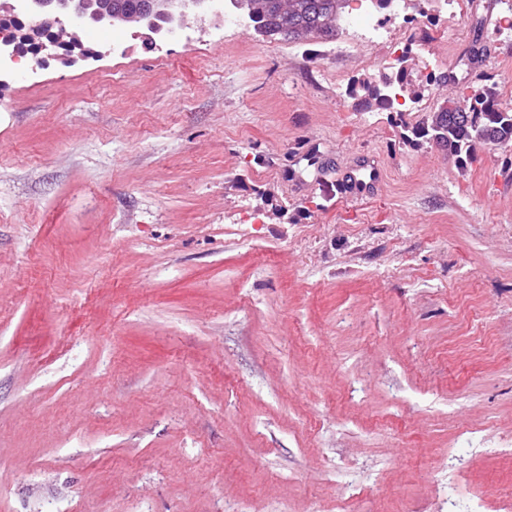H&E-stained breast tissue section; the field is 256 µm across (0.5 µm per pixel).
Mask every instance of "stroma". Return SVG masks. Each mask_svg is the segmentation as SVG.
<instances>
[{"label":"stroma","mask_w":512,"mask_h":512,"mask_svg":"<svg viewBox=\"0 0 512 512\" xmlns=\"http://www.w3.org/2000/svg\"><path fill=\"white\" fill-rule=\"evenodd\" d=\"M512 0L391 46L228 29L0 82V512H471L512 495V145L405 140ZM409 56L404 114L358 81ZM446 74V86L427 74ZM378 182H369L370 167Z\"/></svg>","instance_id":"stroma-1"}]
</instances>
